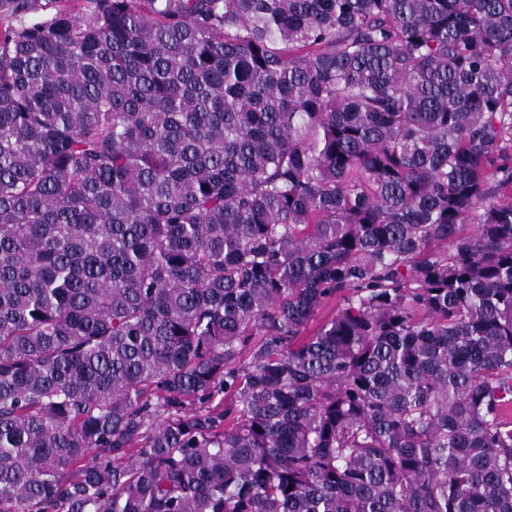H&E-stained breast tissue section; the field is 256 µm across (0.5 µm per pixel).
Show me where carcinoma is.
Instances as JSON below:
<instances>
[{
	"instance_id": "carcinoma-1",
	"label": "carcinoma",
	"mask_w": 512,
	"mask_h": 512,
	"mask_svg": "<svg viewBox=\"0 0 512 512\" xmlns=\"http://www.w3.org/2000/svg\"><path fill=\"white\" fill-rule=\"evenodd\" d=\"M84 3L0 28V512H512V0Z\"/></svg>"
}]
</instances>
